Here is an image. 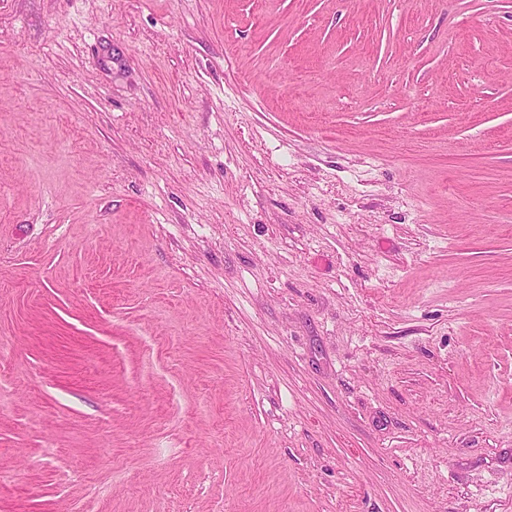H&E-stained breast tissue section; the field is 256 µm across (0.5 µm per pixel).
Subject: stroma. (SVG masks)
I'll return each instance as SVG.
<instances>
[{"instance_id": "obj_1", "label": "stroma", "mask_w": 512, "mask_h": 512, "mask_svg": "<svg viewBox=\"0 0 512 512\" xmlns=\"http://www.w3.org/2000/svg\"><path fill=\"white\" fill-rule=\"evenodd\" d=\"M0 512H512V0H0Z\"/></svg>"}]
</instances>
